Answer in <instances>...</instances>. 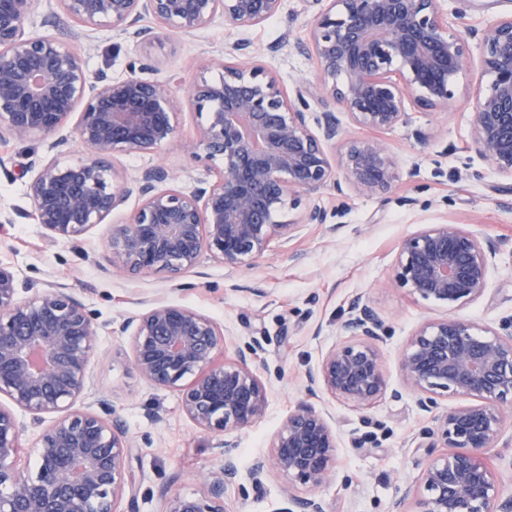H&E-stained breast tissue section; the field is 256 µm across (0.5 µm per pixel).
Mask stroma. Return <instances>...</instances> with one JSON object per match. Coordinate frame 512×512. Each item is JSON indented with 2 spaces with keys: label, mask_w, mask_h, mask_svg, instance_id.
Segmentation results:
<instances>
[{
  "label": "stroma",
  "mask_w": 512,
  "mask_h": 512,
  "mask_svg": "<svg viewBox=\"0 0 512 512\" xmlns=\"http://www.w3.org/2000/svg\"><path fill=\"white\" fill-rule=\"evenodd\" d=\"M461 14L456 33L469 26L512 14V0H447ZM316 12L309 0H283L275 17L237 30L215 18L193 35L165 32L150 43H137L109 27L77 34L71 44L90 73L119 78L134 59H152L158 76L176 73L192 80L215 57L237 61V45L248 58L274 73L284 90L302 81L315 82L317 65L305 48L308 23ZM480 73L469 66L454 81L447 112L411 107V124L382 133L346 126V139L385 141L395 156L399 178L389 193L368 197L352 191L324 193L328 212L323 224L299 225L289 240L272 241L252 269L234 274L203 257L200 265L178 280L165 274L130 278L103 269L102 255L113 225L126 222L137 206L128 201L110 222L97 224L79 239L50 237L30 217L32 203L21 171L30 159L48 157L65 163L83 145L72 126L52 137L13 141L11 161L0 170V212L12 219L0 236V262L19 277L35 282L55 279L72 288L92 313L98 343L89 371L93 386L82 402L95 411L107 401L134 443L129 478L137 512H159L164 493L194 494L199 477L212 469L220 442L231 445L240 467L269 455L273 434L301 401L305 374L332 344L344 342L342 324L356 295H364L385 318L380 343L390 393L359 410L340 399L324 397L321 406L339 435L336 479L321 496L327 512H390L405 491L421 493L423 453L412 443L430 424L414 394L404 391L399 362L404 346L423 321L439 316L437 307L397 287L390 276L400 241L428 224H465L500 241L502 252L491 270L488 289L478 301L459 309L460 317L481 326L498 327L512 316V193L472 143L469 113ZM178 131L155 154L116 157L115 168L127 176L161 165L181 174L182 186L211 180L206 160L193 159L185 145L200 122L185 95L177 97ZM157 298L194 308L229 329L238 345L259 343L256 368L270 379L269 406L250 427L217 438L201 432L184 415L177 392L151 386L132 364L130 339L123 320L142 311L139 297ZM286 482L269 472L261 488L230 487L228 512H276Z\"/></svg>",
  "instance_id": "obj_1"
}]
</instances>
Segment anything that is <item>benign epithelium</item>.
Here are the masks:
<instances>
[{
	"mask_svg": "<svg viewBox=\"0 0 512 512\" xmlns=\"http://www.w3.org/2000/svg\"><path fill=\"white\" fill-rule=\"evenodd\" d=\"M83 28L109 26L139 41L156 28L191 35L220 15L234 28L262 24L283 0H43ZM444 0H328L313 18L308 48L317 82L284 92L264 66L215 58L199 69L189 97L200 117L187 144L217 171L212 181L173 186L178 177L153 166L127 178L109 159L152 153L176 135L174 77H152L149 58L122 78L91 75L61 36L28 29L35 0H0V142L46 138L77 116L74 132L88 152L66 165L32 159L28 195L35 223L53 237L77 239L103 224L130 198L128 222L112 226L103 260L123 274L164 272L181 277L203 254L240 271L264 256L273 239H288L297 223L287 214L308 203L302 223L324 224L325 190L345 184L360 195L387 193L398 166L382 140L346 142L332 161L326 145L343 133L331 105L358 127L391 130L408 124L409 102L446 109L453 82L470 62L466 39L451 32ZM155 22L151 27L146 19ZM488 78L469 115L473 145L492 170L512 181V15L469 28ZM218 75H213V72ZM320 106L310 124V103ZM500 253L494 241L463 224H430L401 240L392 281L446 311L421 324L400 360L406 390L432 414L416 450L427 460L415 512H512L502 471L485 452L508 447L512 436V316L500 328L478 327L455 311L486 292ZM132 362L149 384L180 392L182 412L201 431L220 435L251 426L269 403L254 367L260 346L236 350L217 364L232 339L209 316L188 306L151 303L122 323ZM386 324L355 298L343 324L349 343L334 346L307 372L311 396L326 392L364 409L388 390L379 342ZM98 334L85 304L66 285L21 281L0 264V512H119L128 500L133 441L114 419L78 406L90 391L89 364ZM476 402L433 412L437 398ZM21 409L39 427L22 448ZM271 454L241 473L227 452L200 477L203 490L174 493L159 512H228V487L246 480L257 488L273 468L288 480L276 512H326L320 490L335 479L338 435L325 413L303 403L272 438ZM438 448L452 452L435 453ZM35 456L33 473L20 467ZM307 488L298 496L295 484Z\"/></svg>",
	"mask_w": 512,
	"mask_h": 512,
	"instance_id": "7a95c632",
	"label": "benign epithelium"
}]
</instances>
